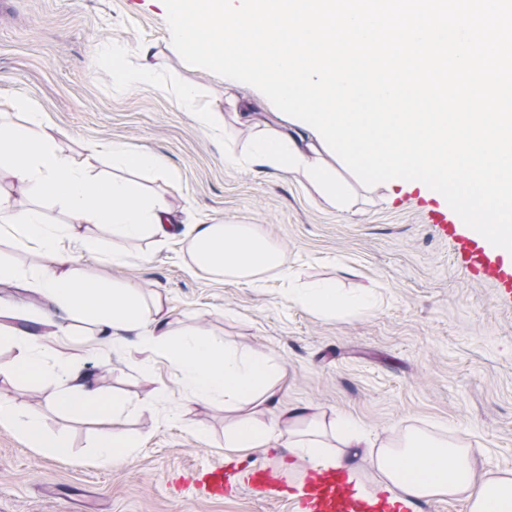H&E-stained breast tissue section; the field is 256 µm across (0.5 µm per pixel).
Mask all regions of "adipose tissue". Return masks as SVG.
<instances>
[{
    "label": "adipose tissue",
    "mask_w": 512,
    "mask_h": 512,
    "mask_svg": "<svg viewBox=\"0 0 512 512\" xmlns=\"http://www.w3.org/2000/svg\"><path fill=\"white\" fill-rule=\"evenodd\" d=\"M0 167L36 200L19 209L0 192V238H11L35 258L27 269L0 264V282H33L55 306L39 328L18 338L20 353L0 362V375L34 383L56 378L54 406L98 423L95 446L101 463L133 453L136 443L124 427L133 404L108 398L92 375H54L49 338L71 337L78 320L89 324L98 345L145 349L164 358L184 385L187 403L223 400L225 447L277 445L298 460L351 471L368 462L386 478L387 489L403 499L459 496L470 512H512V476H488L459 443L415 434L398 448L366 457L369 439L350 417L337 414L326 423L307 406L277 408L276 386L286 371L274 357L227 350L197 328L172 331L161 301L145 304L137 285L80 275L71 261L72 249L86 244L77 226L103 225L110 235L126 239L172 237L170 210L136 181L91 175L86 159L65 153L23 124L0 134ZM54 206L68 212L69 223H47L45 211ZM187 250L198 268L217 274L253 278L283 266L279 247L248 225H195ZM291 299L324 316L363 314L375 307L370 299L346 296L327 284L294 289ZM148 322L153 331L146 335L142 328ZM0 423L18 425L31 447L58 456L69 452L65 443L48 440L39 417L21 416L11 402L0 400Z\"/></svg>",
    "instance_id": "ef3b65f1"
}]
</instances>
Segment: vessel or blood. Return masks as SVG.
<instances>
[{
  "mask_svg": "<svg viewBox=\"0 0 512 512\" xmlns=\"http://www.w3.org/2000/svg\"><path fill=\"white\" fill-rule=\"evenodd\" d=\"M429 220L441 235L452 241L458 259L472 273L494 285L500 296L512 302V256L494 248L479 232L464 224L453 212H433ZM246 486L254 495L283 501L293 512H414V503L385 491H362L352 475L342 468H317L307 472L302 485L286 479L282 467L256 465L237 469L219 464L195 482L201 497L221 499Z\"/></svg>",
  "mask_w": 512,
  "mask_h": 512,
  "instance_id": "obj_1",
  "label": "vessel or blood"
}]
</instances>
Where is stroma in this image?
<instances>
[{"label":"stroma","mask_w":512,"mask_h":512,"mask_svg":"<svg viewBox=\"0 0 512 512\" xmlns=\"http://www.w3.org/2000/svg\"><path fill=\"white\" fill-rule=\"evenodd\" d=\"M109 43L132 63L205 91L229 149L169 91H113L95 65ZM170 46L162 0H9L0 13L1 98L34 103L43 133L66 152L117 140L163 161L141 181L172 209L181 237L122 240L93 226L73 266L160 296L173 330L198 327L229 349L277 357L287 370L281 406L352 415L380 446L410 434L446 438L485 471H512V304L457 262L417 205L442 195L371 189L339 161L354 199L336 208L300 174L243 163L253 134L246 120L282 129L285 118L256 88L189 66ZM202 222L255 226L282 247L289 278L271 271L256 284L197 269L184 236ZM106 248L123 253L125 265L105 264ZM322 282L372 296L376 306L324 319L290 300V289ZM48 308L30 286L0 283V310L9 314L0 329L29 328L32 313ZM49 349L97 376L105 392L137 402L126 423L137 448L122 462H97L95 424L54 407V381L0 378V397L39 416L70 448L60 457L29 447L16 426L0 424V512H287L246 492L221 501L175 493V479L219 460L276 462L296 478L308 466L277 447H225L223 402L185 405L165 359L151 356L138 370L139 352L97 345L82 325Z\"/></svg>","instance_id":"35a3bbf8"}]
</instances>
